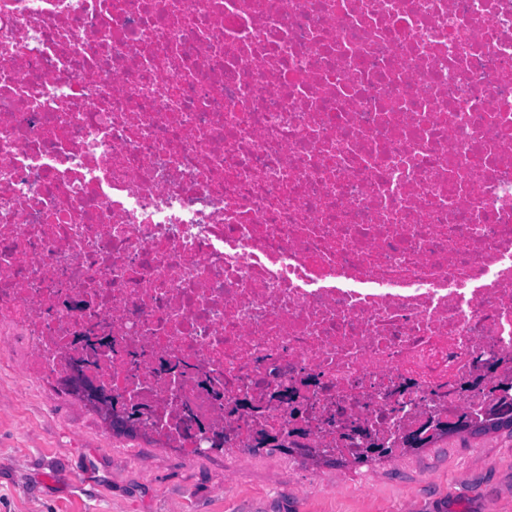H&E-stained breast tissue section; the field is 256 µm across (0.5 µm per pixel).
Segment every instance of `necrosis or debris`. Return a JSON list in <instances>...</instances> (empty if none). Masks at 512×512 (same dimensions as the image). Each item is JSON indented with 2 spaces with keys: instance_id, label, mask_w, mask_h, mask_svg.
Here are the masks:
<instances>
[{
  "instance_id": "necrosis-or-debris-1",
  "label": "necrosis or debris",
  "mask_w": 512,
  "mask_h": 512,
  "mask_svg": "<svg viewBox=\"0 0 512 512\" xmlns=\"http://www.w3.org/2000/svg\"><path fill=\"white\" fill-rule=\"evenodd\" d=\"M0 326L189 455L486 419L512 0H0Z\"/></svg>"
}]
</instances>
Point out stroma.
<instances>
[{"label": "stroma", "mask_w": 512, "mask_h": 512, "mask_svg": "<svg viewBox=\"0 0 512 512\" xmlns=\"http://www.w3.org/2000/svg\"><path fill=\"white\" fill-rule=\"evenodd\" d=\"M0 342V512H512V433H455L363 466L279 450L189 456L27 380Z\"/></svg>", "instance_id": "stroma-1"}]
</instances>
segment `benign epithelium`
<instances>
[{"instance_id":"obj_1","label":"benign epithelium","mask_w":512,"mask_h":512,"mask_svg":"<svg viewBox=\"0 0 512 512\" xmlns=\"http://www.w3.org/2000/svg\"><path fill=\"white\" fill-rule=\"evenodd\" d=\"M59 385L67 390L73 397L81 401L85 406L99 414L104 424L114 430L142 431V415L136 411L122 412L112 409V396L104 392L93 380L87 370L79 365H74L64 375ZM458 419L430 420L425 428H417L401 438L397 451L409 454L412 451L427 446V439L433 436H441L455 428ZM288 433L282 430H267L252 439L249 447L260 450L275 448L283 452L291 451L289 448Z\"/></svg>"}]
</instances>
